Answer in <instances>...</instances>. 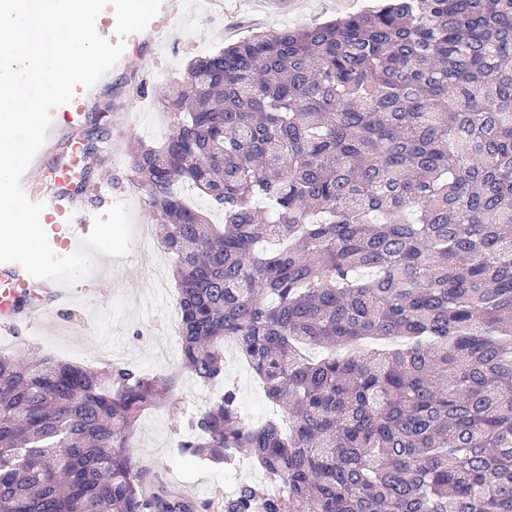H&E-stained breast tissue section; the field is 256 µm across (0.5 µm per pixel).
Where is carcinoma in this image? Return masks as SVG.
Returning <instances> with one entry per match:
<instances>
[{
	"instance_id": "carcinoma-1",
	"label": "carcinoma",
	"mask_w": 512,
	"mask_h": 512,
	"mask_svg": "<svg viewBox=\"0 0 512 512\" xmlns=\"http://www.w3.org/2000/svg\"><path fill=\"white\" fill-rule=\"evenodd\" d=\"M129 180L175 258L182 451L224 512H512V0H387L191 59ZM224 214L217 226L183 193ZM231 342L282 415L245 423ZM176 379L0 352V512H195L144 481Z\"/></svg>"
}]
</instances>
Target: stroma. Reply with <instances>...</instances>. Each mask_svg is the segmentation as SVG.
Here are the masks:
<instances>
[{"label": "stroma", "instance_id": "stroma-1", "mask_svg": "<svg viewBox=\"0 0 512 512\" xmlns=\"http://www.w3.org/2000/svg\"><path fill=\"white\" fill-rule=\"evenodd\" d=\"M372 0H178L177 13L160 10L152 20L161 37L144 43L140 34L124 39L117 65L95 86L76 87L73 100L82 118L55 141L53 153L65 151L69 139L96 135L95 162L90 174L94 199L77 196L78 207L95 216L112 204L127 203L134 235L125 258L99 256L90 275L70 291L72 305L37 312L31 325H0V349L22 352L42 348L59 358L95 369L125 366L149 377L177 375L171 400L152 408L138 421L133 453L150 470L157 485L188 500L208 503L207 512H224V498L239 485L261 484L264 473L248 461L204 465L181 453L178 444L191 432L190 421L212 398L213 389L181 369L178 337V296L172 272L167 286L150 291L155 258L144 248L155 221L146 197L128 179L127 156L137 142L158 144L169 129L158 109L159 95L187 62L258 31L321 23L357 13ZM226 380L238 388L237 404L249 424L274 412L257 378L242 359L224 363Z\"/></svg>", "mask_w": 512, "mask_h": 512}]
</instances>
